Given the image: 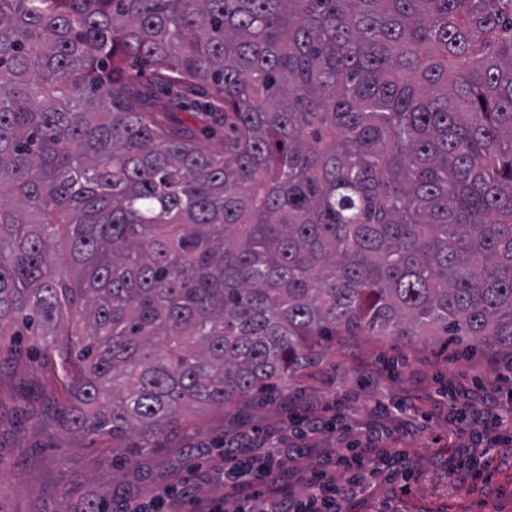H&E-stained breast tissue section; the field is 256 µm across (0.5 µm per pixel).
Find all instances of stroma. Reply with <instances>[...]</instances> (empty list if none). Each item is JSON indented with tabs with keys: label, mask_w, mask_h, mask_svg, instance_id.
I'll return each instance as SVG.
<instances>
[{
	"label": "stroma",
	"mask_w": 512,
	"mask_h": 512,
	"mask_svg": "<svg viewBox=\"0 0 512 512\" xmlns=\"http://www.w3.org/2000/svg\"><path fill=\"white\" fill-rule=\"evenodd\" d=\"M56 382L49 366L22 355L0 366V512H47L61 486L84 498L145 503L190 482L197 512L213 498L224 512L217 467L223 444L241 431L235 461L256 448L278 459L268 496L302 500L315 468L333 462L342 512H512V433L494 421L475 425L474 397L512 386V351L447 338L340 336L277 400L256 393L230 408L188 411L178 432L137 450L123 469L112 464V440L62 433L45 419ZM394 448L404 464L383 460L363 491L347 495L358 470L339 464L349 448Z\"/></svg>",
	"instance_id": "stroma-1"
}]
</instances>
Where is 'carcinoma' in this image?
Masks as SVG:
<instances>
[{
  "mask_svg": "<svg viewBox=\"0 0 512 512\" xmlns=\"http://www.w3.org/2000/svg\"><path fill=\"white\" fill-rule=\"evenodd\" d=\"M0 191L51 428L149 448L327 336L512 350V0H0Z\"/></svg>",
  "mask_w": 512,
  "mask_h": 512,
  "instance_id": "1",
  "label": "carcinoma"
}]
</instances>
